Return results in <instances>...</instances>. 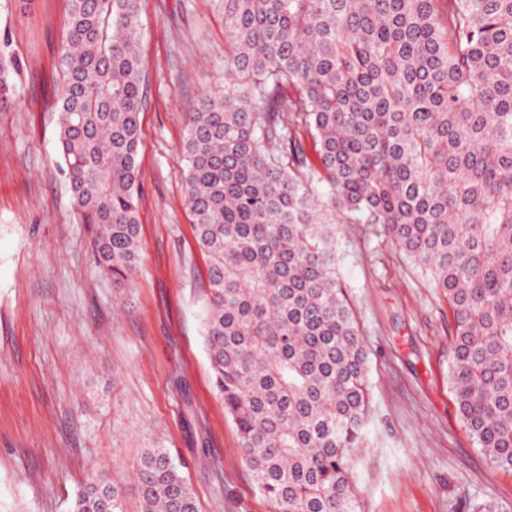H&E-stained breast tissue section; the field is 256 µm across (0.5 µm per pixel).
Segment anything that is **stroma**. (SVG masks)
<instances>
[{"mask_svg": "<svg viewBox=\"0 0 512 512\" xmlns=\"http://www.w3.org/2000/svg\"><path fill=\"white\" fill-rule=\"evenodd\" d=\"M66 8L0 0V44L23 66L20 99L0 111V512H71L92 468L139 512L147 448L169 451L199 512H274L213 387L207 263L184 197L188 107L224 83V21L211 0H143L140 256L116 281L58 147ZM336 245L368 352L369 417L350 464L362 512H512V472L457 412L446 298L382 225H339Z\"/></svg>", "mask_w": 512, "mask_h": 512, "instance_id": "obj_1", "label": "stroma"}]
</instances>
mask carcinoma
I'll list each match as a JSON object with an SVG mask.
<instances>
[{
	"label": "carcinoma",
	"instance_id": "carcinoma-1",
	"mask_svg": "<svg viewBox=\"0 0 512 512\" xmlns=\"http://www.w3.org/2000/svg\"><path fill=\"white\" fill-rule=\"evenodd\" d=\"M224 86L188 117L185 202L208 262L205 349L275 512H359L349 462L367 352L336 225L381 224L446 297L449 378L475 444L512 471V0H212ZM142 0H68L57 138L99 264L139 258ZM21 62L0 46V109ZM140 512H198L164 448ZM72 512H125L88 472Z\"/></svg>",
	"mask_w": 512,
	"mask_h": 512
}]
</instances>
